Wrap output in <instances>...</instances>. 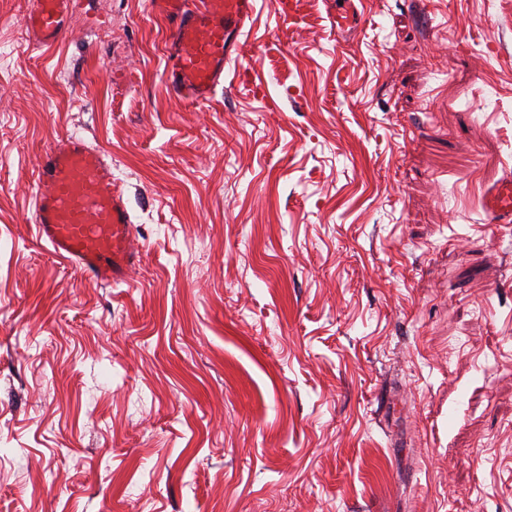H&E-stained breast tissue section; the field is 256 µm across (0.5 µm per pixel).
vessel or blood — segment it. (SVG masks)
Segmentation results:
<instances>
[{
	"label": "vessel or blood",
	"mask_w": 512,
	"mask_h": 512,
	"mask_svg": "<svg viewBox=\"0 0 512 512\" xmlns=\"http://www.w3.org/2000/svg\"><path fill=\"white\" fill-rule=\"evenodd\" d=\"M74 0H27L25 25L31 41L49 48L73 24ZM171 22L164 71L170 95L204 103L224 80V68L241 55L242 35L255 12V0H151ZM34 222L53 255L82 276L101 284L126 281L140 260L134 225L123 191L112 179L103 151L64 135L38 162ZM492 223L512 222V179L487 197Z\"/></svg>",
	"instance_id": "b4317fda"
}]
</instances>
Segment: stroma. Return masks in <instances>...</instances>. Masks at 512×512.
Masks as SVG:
<instances>
[{
	"label": "stroma",
	"mask_w": 512,
	"mask_h": 512,
	"mask_svg": "<svg viewBox=\"0 0 512 512\" xmlns=\"http://www.w3.org/2000/svg\"><path fill=\"white\" fill-rule=\"evenodd\" d=\"M272 2L190 105L150 0L49 50L0 0V512H512V0ZM62 135L112 159L125 283L38 239ZM486 213L492 223L510 224L512 222V179L506 178L487 197Z\"/></svg>",
	"instance_id": "35a3bbf8"
}]
</instances>
